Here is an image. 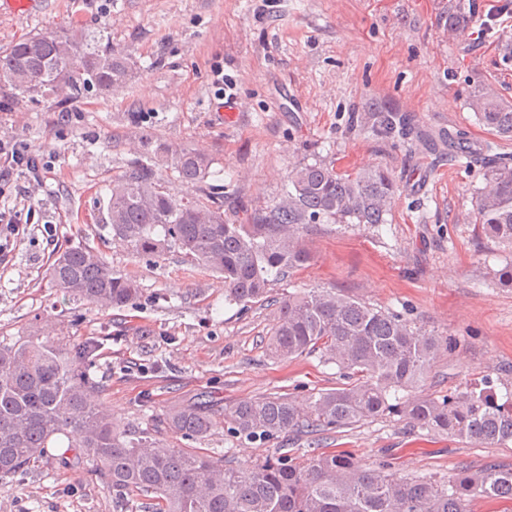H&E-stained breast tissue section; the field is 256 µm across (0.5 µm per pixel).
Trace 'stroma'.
Segmentation results:
<instances>
[{
  "label": "stroma",
  "instance_id": "obj_1",
  "mask_svg": "<svg viewBox=\"0 0 512 512\" xmlns=\"http://www.w3.org/2000/svg\"><path fill=\"white\" fill-rule=\"evenodd\" d=\"M465 35H449V0H45L18 15L0 4V51L47 27L104 31L128 57L124 85L61 103L16 97L0 81V141L30 145L42 181L0 159V199L30 209L0 264V342L95 340L89 367L100 401L129 432L154 431L173 405L205 401L215 425L206 453L246 471L288 449L302 463L348 452L359 465L402 479L453 480L463 469L512 466V441L487 444L438 435L396 412L319 434L274 440L231 433L234 404L262 396L303 397L342 381L319 354L272 358L276 303L335 288L389 311L440 341L425 380L408 399H442L484 380L512 393V287L495 273L512 248L485 237L474 200L485 163L512 159V139L479 125L470 92L488 83L512 101V0H477ZM232 98L233 120L216 106ZM373 112L409 115L412 131L374 132ZM465 133L476 156L449 160L432 143ZM213 159L205 184L174 181L166 151ZM177 198L222 189L224 216L273 207L298 166L321 160L341 173L388 170L395 198L384 225L315 224L304 239L309 265L273 280L264 300L224 299L223 280L177 250L136 256L104 227L113 178L144 151ZM99 249L133 275L143 296L101 310L49 287L45 271L65 244ZM0 512H116L112 495L74 452L47 449L26 471L0 477Z\"/></svg>",
  "mask_w": 512,
  "mask_h": 512
}]
</instances>
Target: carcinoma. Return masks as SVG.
<instances>
[{
  "label": "carcinoma",
  "mask_w": 512,
  "mask_h": 512,
  "mask_svg": "<svg viewBox=\"0 0 512 512\" xmlns=\"http://www.w3.org/2000/svg\"><path fill=\"white\" fill-rule=\"evenodd\" d=\"M475 8L476 0H458L448 12V32L463 33ZM130 76L128 58L99 31L47 29L0 53V80L23 96L33 83L43 95L55 96L63 88V99L72 100L93 89L110 92ZM468 106L479 123L512 137V103L492 86H476ZM448 155L470 157L463 134L448 135ZM212 164L209 155L191 148L170 155L171 170L181 181H205ZM483 179L475 221L486 236L512 246V167L491 166ZM395 191L381 167L346 176L318 161L290 172L276 205L251 213L245 224H234L218 203L177 199L153 161L137 158L112 179L106 224L140 256L177 247L191 262L224 278L226 300L246 305L265 296L270 279L309 262L302 229L385 224ZM46 277L61 294L105 310L132 305L143 294L134 277L114 270L86 244L66 247ZM439 346L436 337L400 315L341 291L292 294L277 302L270 353L290 358L318 351L355 380L302 403L281 396L241 401L225 417L235 435L273 440L286 432L353 426L392 410L422 429L459 439L512 440V397L499 400L490 385L442 400L400 401L401 392L424 378ZM94 351L91 344L77 351L60 339L37 336L0 344V477L25 471L62 437L65 447L78 449L79 458L93 463L112 503L124 510L140 497L147 498L143 512H470L476 498L512 501V467L465 469L441 484L364 469L345 454L321 453L297 464L278 452L243 472L199 448H178L148 431L128 434L94 401L105 386L81 367ZM162 423L192 441L205 439L213 427L202 405L173 406Z\"/></svg>",
  "instance_id": "obj_1"
}]
</instances>
